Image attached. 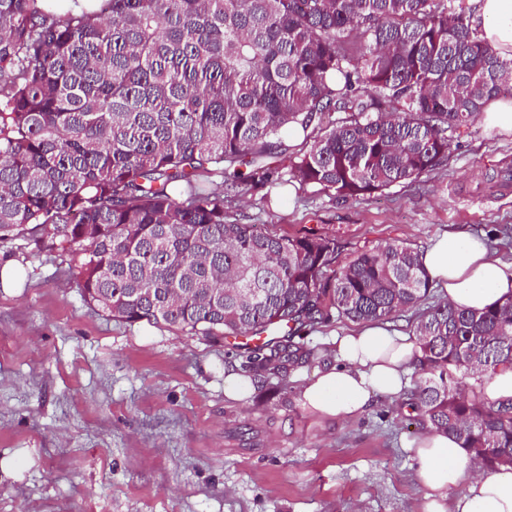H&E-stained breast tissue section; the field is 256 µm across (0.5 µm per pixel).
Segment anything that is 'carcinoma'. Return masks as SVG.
<instances>
[{"label": "carcinoma", "mask_w": 512, "mask_h": 512, "mask_svg": "<svg viewBox=\"0 0 512 512\" xmlns=\"http://www.w3.org/2000/svg\"><path fill=\"white\" fill-rule=\"evenodd\" d=\"M501 94L512 61L448 0H0V240L70 252L111 318L263 334L249 360L272 374L308 358L301 328L421 307L414 421L494 471L512 465V402L461 377L512 368V298L428 306L410 245L344 263L336 237L264 234L224 203L414 181ZM290 130L311 140L293 157Z\"/></svg>", "instance_id": "carcinoma-1"}]
</instances>
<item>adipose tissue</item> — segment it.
Instances as JSON below:
<instances>
[{"label":"adipose tissue","instance_id":"obj_1","mask_svg":"<svg viewBox=\"0 0 512 512\" xmlns=\"http://www.w3.org/2000/svg\"><path fill=\"white\" fill-rule=\"evenodd\" d=\"M473 24L501 59L512 60V0H473ZM420 259L449 304L483 310L512 298V262L494 258L486 240L462 231L431 239ZM326 361L297 390L311 415L336 422L357 417L378 399L405 397L419 350L413 335L379 321L336 336ZM424 488L423 512H512V467L484 475L451 437L425 431L410 446ZM462 495H455L458 486Z\"/></svg>","mask_w":512,"mask_h":512}]
</instances>
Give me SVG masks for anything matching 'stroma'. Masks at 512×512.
<instances>
[{"label": "stroma", "instance_id": "35a3bbf8", "mask_svg": "<svg viewBox=\"0 0 512 512\" xmlns=\"http://www.w3.org/2000/svg\"><path fill=\"white\" fill-rule=\"evenodd\" d=\"M512 162V136L475 122L415 182L344 201L276 185L229 204L273 235L314 230L343 260L385 242L423 249L449 229L512 227V186L486 180ZM0 512H421L409 451L421 430L397 405L325 423L296 402L334 333L301 331L308 360L264 375L250 399L224 396V365L250 371L240 340L128 324L82 298L70 253L0 241Z\"/></svg>", "mask_w": 512, "mask_h": 512}]
</instances>
